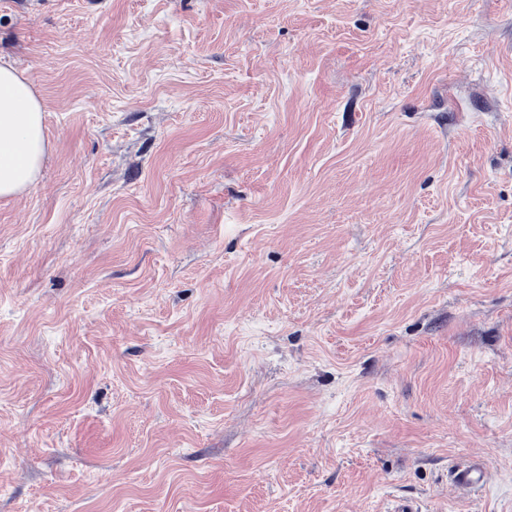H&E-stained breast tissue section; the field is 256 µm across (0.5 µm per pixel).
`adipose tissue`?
<instances>
[{"label":"adipose tissue","mask_w":512,"mask_h":512,"mask_svg":"<svg viewBox=\"0 0 512 512\" xmlns=\"http://www.w3.org/2000/svg\"><path fill=\"white\" fill-rule=\"evenodd\" d=\"M43 105L32 82L0 61V198L29 188L43 162Z\"/></svg>","instance_id":"obj_1"}]
</instances>
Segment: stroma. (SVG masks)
Instances as JSON below:
<instances>
[{"label":"stroma","instance_id":"35a3bbf8","mask_svg":"<svg viewBox=\"0 0 512 512\" xmlns=\"http://www.w3.org/2000/svg\"><path fill=\"white\" fill-rule=\"evenodd\" d=\"M0 60V512H512V0H0ZM43 112L32 82L0 61V198L25 191L37 179L46 150ZM451 483L464 491L481 489L487 482L486 476L480 470L463 467L456 469L450 479Z\"/></svg>","mask_w":512,"mask_h":512}]
</instances>
